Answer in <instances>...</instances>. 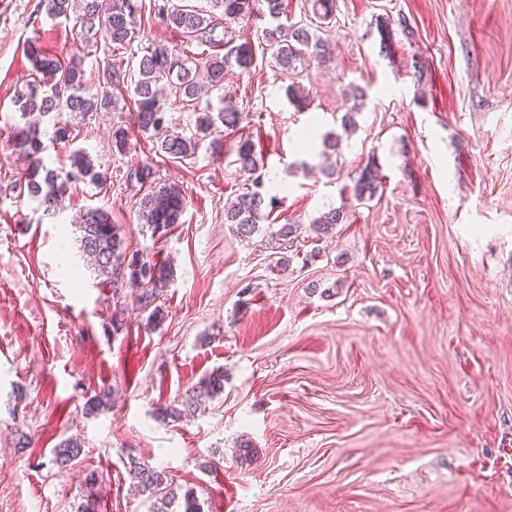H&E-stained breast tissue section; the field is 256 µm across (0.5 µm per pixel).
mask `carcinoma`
Instances as JSON below:
<instances>
[{
	"label": "carcinoma",
	"mask_w": 512,
	"mask_h": 512,
	"mask_svg": "<svg viewBox=\"0 0 512 512\" xmlns=\"http://www.w3.org/2000/svg\"><path fill=\"white\" fill-rule=\"evenodd\" d=\"M210 9L198 10L173 2L151 0H41L45 14L52 20L73 23L87 44L102 50L96 58V67L88 72L84 59L73 56L62 60L42 51L37 42L27 45L32 79L17 92L23 123L13 129L12 146L30 158V164L21 176L27 194L36 199L44 212L55 215L62 208L71 184L87 180L99 189L107 188L104 175L95 170L92 160L82 150L73 151L70 169L60 171L46 165L43 153L41 125L49 120L51 141L69 146L76 139L74 121H83L96 112L116 109L117 92L125 90L127 72L116 51L133 46L139 38L137 18L144 17L143 7L166 26L181 33L186 41L203 47L201 56L193 58L166 44L151 43L143 47L135 74L130 79L132 102L130 120L139 132L155 139L160 155L177 162L193 161L215 122H220L229 133L240 130L241 109L232 101H220L217 115L205 112L196 121V133L185 136L172 128L170 113L179 112L191 102L199 100L201 85L198 75L206 78L208 87L224 89V70L231 63L243 69L251 67L253 56L249 45L243 43L227 53H221L223 40L216 38L217 29L231 21L248 18L255 12L256 0H209ZM265 14L271 23L262 31L265 46L271 50L273 62L282 71L292 70L296 64L320 58L328 44L309 28L285 24L281 18L288 8L287 0H264ZM366 92L361 87L351 91L352 107L341 117L346 131L358 129L357 116ZM234 152L238 173L248 176L247 187L230 206L224 209V223L235 226L242 236L253 233L258 225L268 220L269 209L276 198L264 191V182L258 176L264 167L261 154L250 137L238 136ZM129 181L148 187L139 202V219L152 233L164 235L181 223L187 201L176 184L154 181L153 167L137 163L126 175ZM379 174L365 171L356 180L353 194L362 199L373 197L379 188ZM348 212L340 206L332 208L311 222V230L320 235L333 224H345ZM80 251L93 262L96 276L104 278L112 287L125 280L141 286L137 297L141 307H149L158 297V290L167 286L173 276L172 268L153 261L144 253L129 252L120 225L112 223L110 214L100 208L83 210L79 224ZM300 225L282 224L270 232L277 241L291 242L299 237ZM224 392V370L215 369L205 376L201 385L192 387L174 400L158 407L157 416L167 422L182 418L185 412L197 410L206 400ZM110 401L103 390L84 403L85 413L96 414ZM82 453L81 441L69 437L53 451V461L60 467L73 464ZM129 467L137 479V492L150 499L153 512H201L194 495L186 492L178 496L173 480L135 457L129 458Z\"/></svg>",
	"instance_id": "carcinoma-1"
}]
</instances>
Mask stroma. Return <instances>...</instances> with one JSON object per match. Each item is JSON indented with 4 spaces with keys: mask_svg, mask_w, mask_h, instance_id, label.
<instances>
[{
    "mask_svg": "<svg viewBox=\"0 0 512 512\" xmlns=\"http://www.w3.org/2000/svg\"><path fill=\"white\" fill-rule=\"evenodd\" d=\"M288 20L330 54L282 72L261 42L268 18L236 21L224 46L250 44L253 64L207 97L241 108L277 199L242 238L224 222L245 183L230 156L203 148L181 164L133 131V153L117 152L123 112L97 113L75 140L108 191L79 184L52 216L14 190L28 165L11 147L27 42L87 49L40 0H0V512H77L89 498L97 512H150L132 455L201 512H512V0H336L327 25L288 0ZM356 85L367 97L347 136L338 119ZM132 159L186 194L166 235L139 219ZM370 164L380 187L356 199ZM87 206L111 214L129 250L172 264L156 311L79 254ZM339 206L348 223L316 237L310 222ZM273 223L303 231L277 249ZM219 367L224 392L204 410L156 419ZM102 389L111 408L85 414ZM71 435L84 451L58 468L52 450Z\"/></svg>",
    "mask_w": 512,
    "mask_h": 512,
    "instance_id": "35a3bbf8",
    "label": "stroma"
}]
</instances>
